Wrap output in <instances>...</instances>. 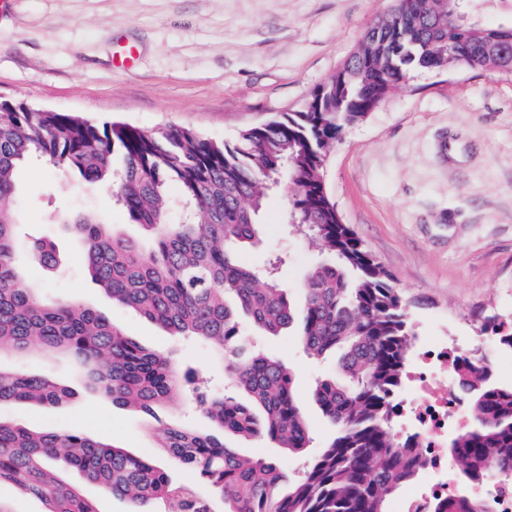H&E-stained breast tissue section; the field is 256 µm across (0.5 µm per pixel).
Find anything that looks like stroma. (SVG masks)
<instances>
[{"label": "stroma", "instance_id": "obj_1", "mask_svg": "<svg viewBox=\"0 0 512 512\" xmlns=\"http://www.w3.org/2000/svg\"><path fill=\"white\" fill-rule=\"evenodd\" d=\"M392 0H7L0 8V101L26 102L95 123L155 131L171 125L232 142L253 127L303 108L356 50L364 28ZM135 48L131 70L113 65ZM19 241L54 240L58 263L29 262L33 283L53 301L96 310L142 344L170 350L215 394L231 392L218 353L176 339L132 309L112 304L91 280L68 225L92 213L148 244L105 184H91L32 157L16 171ZM327 192L343 223L394 277L415 333L411 356L433 337L475 351L484 316L512 314V74L419 69L349 127L325 166ZM290 197L270 192L257 220L261 240L247 263L279 261L281 281L299 298L306 270L323 261L310 241L288 232ZM249 338L292 369L306 414L309 448L292 453L268 441L227 437L254 457L277 459L300 479L335 429L314 402L335 361L307 357L295 334ZM0 362L54 379L75 396L61 406L13 404L0 418L31 429H80L165 460L172 478L194 475L166 461L147 423L217 433L185 395L146 415L112 405L84 387L69 356L32 351Z\"/></svg>", "mask_w": 512, "mask_h": 512}]
</instances>
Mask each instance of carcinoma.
Returning a JSON list of instances; mask_svg holds the SVG:
<instances>
[{"instance_id":"obj_1","label":"carcinoma","mask_w":512,"mask_h":512,"mask_svg":"<svg viewBox=\"0 0 512 512\" xmlns=\"http://www.w3.org/2000/svg\"><path fill=\"white\" fill-rule=\"evenodd\" d=\"M465 0H393L372 22L358 49L300 112H287L233 143L202 138L188 128L146 132L125 123L97 124L63 112H33L0 103V354L32 347L73 358L91 387L114 405L146 414L195 383L171 356L144 346L91 308L46 299L19 264L14 235L15 172L36 156L87 182L108 179L129 223L150 232L145 251L112 224L87 215L71 228L83 245L91 280L172 336H190L219 351L245 395L193 389L202 412L226 434L268 440L299 452L309 428L292 371L262 353L240 352L239 317L278 335L300 320V342L313 357L342 348L348 378L319 381L314 399L336 428L297 482L285 483L279 462L250 457L218 436L178 424L153 428L157 447L224 498V512H389L388 500L413 482L421 459L411 440L396 438L394 394L403 385L414 333L401 289L342 223L325 186L324 168L344 130L362 120L416 69L512 71L496 41L512 39V24L488 28L466 21ZM286 174L295 226L334 256L305 276L302 303L288 287L244 262L256 243V221L269 185ZM189 213L171 221L170 187ZM29 258L57 264L55 244L31 241ZM494 336L512 352V322L493 317ZM456 393L467 404L468 427L448 441L462 487L432 499L434 512H493L468 488L496 467L512 477V385L490 365L455 353ZM74 392L49 378L0 364V406H59ZM73 468L104 493L126 498L131 512H212L210 501L176 484L160 463L82 430L36 431L0 419V485L12 484L45 504V512H100L67 483Z\"/></svg>"}]
</instances>
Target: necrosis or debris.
I'll use <instances>...</instances> for the list:
<instances>
[{"instance_id": "obj_1", "label": "necrosis or debris", "mask_w": 512, "mask_h": 512, "mask_svg": "<svg viewBox=\"0 0 512 512\" xmlns=\"http://www.w3.org/2000/svg\"><path fill=\"white\" fill-rule=\"evenodd\" d=\"M446 340L432 342L409 375L407 413L396 422L398 432L415 430L416 453L425 463L417 484L407 486L393 512H425L427 501L448 492L454 468L448 459V430H464L469 414L456 396V375Z\"/></svg>"}]
</instances>
